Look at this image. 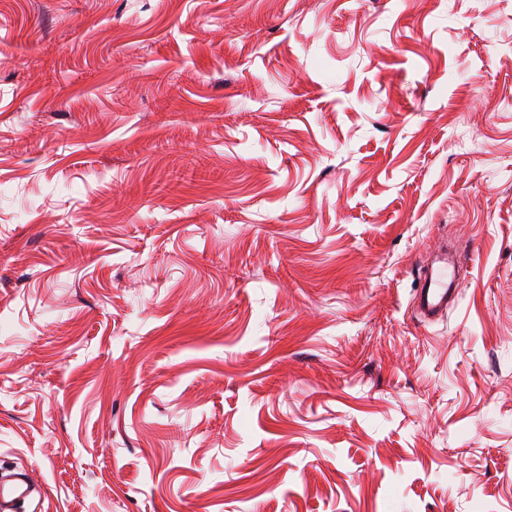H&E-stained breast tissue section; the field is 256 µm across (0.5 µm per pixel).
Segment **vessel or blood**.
Listing matches in <instances>:
<instances>
[{"label":"vessel or blood","mask_w":512,"mask_h":512,"mask_svg":"<svg viewBox=\"0 0 512 512\" xmlns=\"http://www.w3.org/2000/svg\"><path fill=\"white\" fill-rule=\"evenodd\" d=\"M456 295V262L443 251L434 255L418 276L414 303L419 318L425 321L443 318ZM41 493L28 469L22 468L6 476L0 474V512H24Z\"/></svg>","instance_id":"vessel-or-blood-1"}]
</instances>
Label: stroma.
<instances>
[{"label": "stroma", "instance_id": "1", "mask_svg": "<svg viewBox=\"0 0 512 512\" xmlns=\"http://www.w3.org/2000/svg\"><path fill=\"white\" fill-rule=\"evenodd\" d=\"M510 97L512 0H0V468L42 512H512ZM456 262L448 260V251L433 256L418 276L414 303L423 321H436L448 312L457 295Z\"/></svg>", "mask_w": 512, "mask_h": 512}]
</instances>
